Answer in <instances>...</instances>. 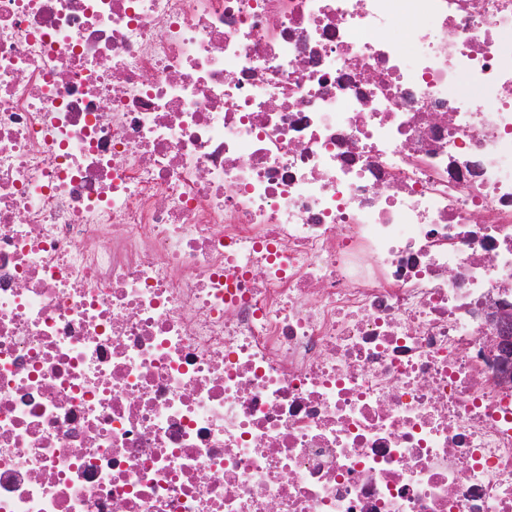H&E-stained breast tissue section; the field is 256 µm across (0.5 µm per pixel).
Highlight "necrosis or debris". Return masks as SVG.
I'll list each match as a JSON object with an SVG mask.
<instances>
[{
    "instance_id": "necrosis-or-debris-1",
    "label": "necrosis or debris",
    "mask_w": 512,
    "mask_h": 512,
    "mask_svg": "<svg viewBox=\"0 0 512 512\" xmlns=\"http://www.w3.org/2000/svg\"><path fill=\"white\" fill-rule=\"evenodd\" d=\"M512 0H0V512H512ZM487 318L490 322H494L498 325L501 330L500 336H493L491 338V346L496 349H502L506 347L509 349V358L511 360V335L508 331L512 324V310L496 307L492 308L487 314Z\"/></svg>"
}]
</instances>
